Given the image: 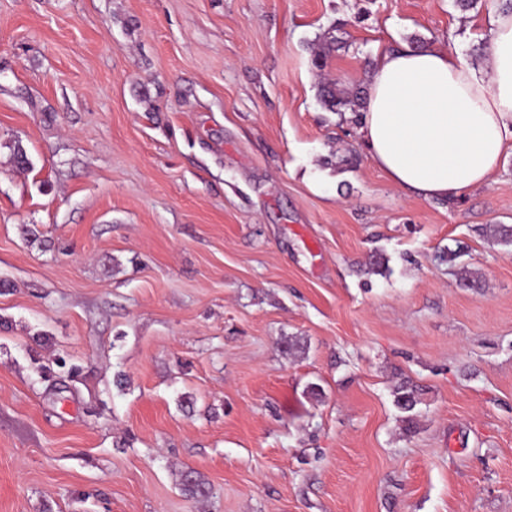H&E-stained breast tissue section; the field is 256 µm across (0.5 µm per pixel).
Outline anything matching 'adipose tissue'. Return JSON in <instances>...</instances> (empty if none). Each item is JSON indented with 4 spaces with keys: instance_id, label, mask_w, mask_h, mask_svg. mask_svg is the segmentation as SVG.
Returning a JSON list of instances; mask_svg holds the SVG:
<instances>
[{
    "instance_id": "1",
    "label": "adipose tissue",
    "mask_w": 512,
    "mask_h": 512,
    "mask_svg": "<svg viewBox=\"0 0 512 512\" xmlns=\"http://www.w3.org/2000/svg\"><path fill=\"white\" fill-rule=\"evenodd\" d=\"M490 26L481 65L436 48L378 57L358 134L394 186L453 199L487 184L512 154V8H495Z\"/></svg>"
}]
</instances>
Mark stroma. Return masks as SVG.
I'll return each instance as SVG.
<instances>
[{
	"instance_id": "1",
	"label": "stroma",
	"mask_w": 512,
	"mask_h": 512,
	"mask_svg": "<svg viewBox=\"0 0 512 512\" xmlns=\"http://www.w3.org/2000/svg\"><path fill=\"white\" fill-rule=\"evenodd\" d=\"M491 7L0 0V512H512V154L426 199L319 100ZM54 366L57 370L54 369ZM41 377L50 380L61 374L66 375L68 378L75 379L80 373V369L73 364H68L64 357L56 356L52 358L47 365L40 366ZM419 391L408 381L401 382L393 390L394 402L403 412H412L419 404Z\"/></svg>"
}]
</instances>
